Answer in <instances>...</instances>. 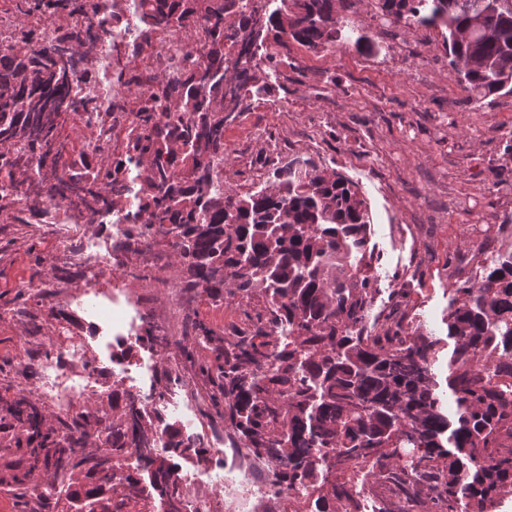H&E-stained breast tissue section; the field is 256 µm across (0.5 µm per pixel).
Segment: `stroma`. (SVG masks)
<instances>
[{
	"label": "stroma",
	"instance_id": "obj_1",
	"mask_svg": "<svg viewBox=\"0 0 512 512\" xmlns=\"http://www.w3.org/2000/svg\"><path fill=\"white\" fill-rule=\"evenodd\" d=\"M352 25L369 38L371 49L336 46L311 52L289 43L290 67L269 74L273 91L224 128V184L244 192L266 183L270 165L283 166L303 157L336 169L355 181L371 216V243L383 259L377 272L383 284L396 276L413 277L408 306L413 325L442 337L449 289L468 279L485 249L507 251L512 240L487 232L477 238L475 224H512V204L499 194L512 184V94L475 105L449 66L439 30L399 27V44L407 68L393 67L394 46L379 31L366 0H356L346 13ZM12 251L0 254V293H14L21 284L52 280L55 228L23 224ZM37 255H29V245ZM163 257L158 267L146 265L137 247H130L119 266H102L95 286L100 299L133 298L150 293L155 307L135 313L134 329L143 331L156 310L171 308L184 294L187 275L169 247L154 244ZM74 303L66 308L69 341L99 357L101 388L112 386L116 351L110 326L82 304L84 271L72 265L63 282ZM196 318L224 336L245 334L249 322L237 300L214 297L196 289ZM39 335H30L16 319L0 318V364L41 356L53 336L56 319L46 316ZM196 358L214 357L212 346L175 335L170 346L134 342L128 353L131 385L150 389L164 400L162 416L182 428L196 423L199 431L224 438V421L207 411L189 412L177 396L180 347Z\"/></svg>",
	"mask_w": 512,
	"mask_h": 512
}]
</instances>
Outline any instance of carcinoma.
Returning <instances> with one entry per match:
<instances>
[{"label":"carcinoma","mask_w":512,"mask_h":512,"mask_svg":"<svg viewBox=\"0 0 512 512\" xmlns=\"http://www.w3.org/2000/svg\"><path fill=\"white\" fill-rule=\"evenodd\" d=\"M503 0H372L376 17L394 25L441 30L449 65L469 99L512 94V7ZM262 18L237 12V0H140L141 45L167 31L204 54L188 52L180 74L148 68L150 81L123 82L132 108L124 151L106 159L78 151L67 124L77 74L96 77L92 0H0L11 14L10 41L0 47V184L22 188L23 208L0 193V252L16 238L3 224L41 221L46 199L69 202L77 224L135 201L130 234L163 242L188 274L187 287L262 298L243 313L255 323L246 336H219L203 321L196 336L215 345V363L181 347L182 364L208 389L209 407L224 417L238 447L272 465L275 485L294 490L288 512L314 502L318 512H360L354 475L378 481L389 469L403 479L379 512H407L426 498L433 512H496L512 497V251L500 253L478 281L451 289L448 375L433 370L443 339L397 322L369 330L374 269L366 202L353 181L309 159L274 167L269 186L241 194L214 185L224 157V123L270 93L246 65L228 71L234 35L248 29L240 55L262 53L266 69L288 66V42L317 51L336 43L359 49L364 34L342 38L340 10L353 0H280ZM66 21L60 38L40 42L45 22ZM38 171L29 176L30 161ZM29 331L40 314L18 289L0 303ZM110 419L105 441L90 433ZM41 404L29 394L0 398V424L10 429L0 455V491L18 512L23 489L43 469L67 476L65 512H155L174 496L175 460L207 458L208 449L171 424L156 425L126 391L112 390V415L85 406L43 428ZM72 431L70 440L60 429ZM165 451L148 454L154 437ZM141 452L152 477L132 472L113 482L112 466L129 449Z\"/></svg>","instance_id":"carcinoma-1"}]
</instances>
